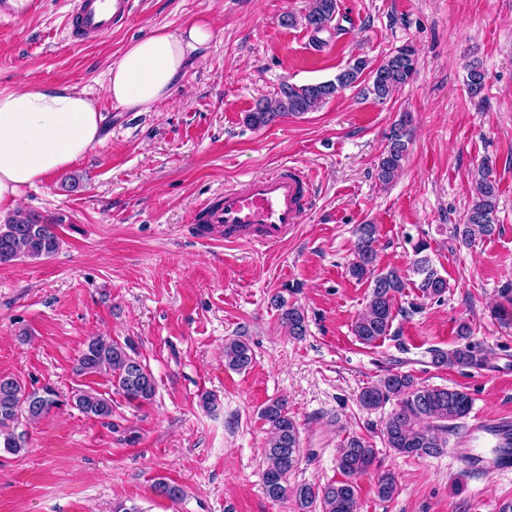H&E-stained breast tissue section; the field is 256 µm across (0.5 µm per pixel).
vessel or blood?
I'll use <instances>...</instances> for the list:
<instances>
[{"mask_svg": "<svg viewBox=\"0 0 512 512\" xmlns=\"http://www.w3.org/2000/svg\"><path fill=\"white\" fill-rule=\"evenodd\" d=\"M133 0H71L67 17L73 44L93 43L129 16ZM45 0H0V20L17 21L43 12ZM312 182L305 170L288 165L225 189L216 202L201 206L193 222L201 238L223 228L225 244L271 248L281 243L309 210ZM464 470L472 475L512 471V417L479 416L459 440Z\"/></svg>", "mask_w": 512, "mask_h": 512, "instance_id": "1", "label": "vessel or blood"}]
</instances>
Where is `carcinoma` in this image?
I'll return each mask as SVG.
<instances>
[{
	"mask_svg": "<svg viewBox=\"0 0 512 512\" xmlns=\"http://www.w3.org/2000/svg\"><path fill=\"white\" fill-rule=\"evenodd\" d=\"M337 0H313L304 24L315 33L326 29L336 14ZM416 50L406 44L391 52L377 67L366 70L361 59L348 64L333 80L317 84L296 85L283 82L276 97L256 100L247 120L253 127L271 123L277 117L299 116L312 112L329 99L361 80L363 94H371L379 100L391 96L394 91L413 79ZM486 73L482 65L474 61L468 67L467 86L473 95L485 87ZM386 145L377 163V176L381 183H390L401 170L412 141L411 118L403 113L385 133ZM499 189L493 171L483 164L477 171L476 194L464 222L454 227L453 233L462 245L468 246L478 237L492 236L497 227ZM377 226L361 224L357 228L355 258L348 268L355 280L369 283L370 296L365 310L356 318L353 331L359 341L371 345L388 335L394 319L397 296L402 294L405 282L401 274L390 269H376ZM60 247V239L53 226L43 224L27 215L0 224V263L28 259L31 261L51 257ZM427 243L414 246L416 259L414 272L420 276L416 288L424 297L441 296L448 284L433 267L431 259L424 255ZM282 323L289 335L300 338L305 335L303 312L289 307L282 313ZM458 345L451 350L436 351L437 366L469 368L481 361L478 346L471 341L469 327L462 323L457 328ZM253 362V352L244 340L234 337L224 342V365L234 371H245ZM78 370L83 374H107L111 376L130 401L145 402L153 399L156 391L154 377L140 359L111 340L100 337L90 339L78 358ZM395 402L383 429L387 447L396 453L410 456H437L448 448L451 422L466 417L472 408L471 396L462 389L424 386L401 372H390L376 383L365 387L359 395L362 408L372 411L386 403ZM75 406L84 414L96 418L112 416V401L93 391H81L74 397ZM59 405V394L50 385L29 390L12 376H0V449L18 454L25 450L26 433L18 428L27 421L35 420ZM261 418L268 424L269 441L266 449L267 466L263 473V490L268 498L280 501L293 497L298 512H358L355 480L368 471L375 462L373 446L364 437L347 435L339 448L337 465L344 476L341 481L322 487L288 483L290 474L301 458V442L295 420L281 400L268 402L261 411ZM157 494L171 500L183 497L180 486L159 479L154 484ZM397 491L396 477L384 473L377 480V493L388 500Z\"/></svg>",
	"mask_w": 512,
	"mask_h": 512,
	"instance_id": "cac0c4a2",
	"label": "carcinoma"
}]
</instances>
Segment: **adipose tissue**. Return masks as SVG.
Returning <instances> with one entry per match:
<instances>
[{"instance_id": "1", "label": "adipose tissue", "mask_w": 512, "mask_h": 512, "mask_svg": "<svg viewBox=\"0 0 512 512\" xmlns=\"http://www.w3.org/2000/svg\"><path fill=\"white\" fill-rule=\"evenodd\" d=\"M213 34L212 24L199 20L133 42L109 71L107 95L125 109L150 111L170 98ZM104 137V117L85 92L0 93V213L17 208L24 187L66 170Z\"/></svg>"}]
</instances>
